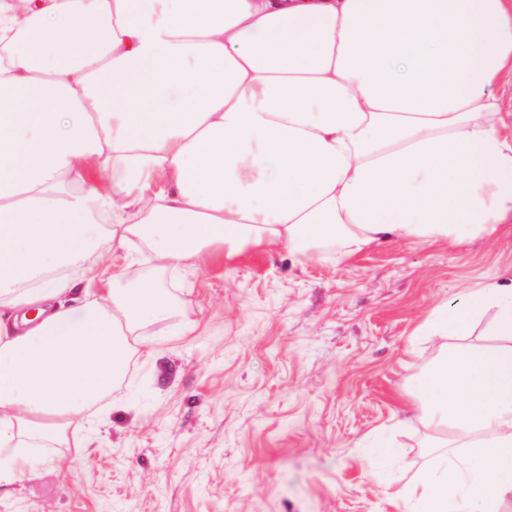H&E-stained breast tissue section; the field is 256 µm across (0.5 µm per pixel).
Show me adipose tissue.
<instances>
[{"label":"adipose tissue","mask_w":512,"mask_h":512,"mask_svg":"<svg viewBox=\"0 0 512 512\" xmlns=\"http://www.w3.org/2000/svg\"><path fill=\"white\" fill-rule=\"evenodd\" d=\"M512 0H0V482L111 393L165 289L86 288L96 245L356 252L512 232ZM159 170L172 192L134 212ZM512 338V283L471 289ZM82 166L88 186L94 187L101 193L108 194L116 205L124 208L127 207L128 209L142 206L146 199L155 194L169 192L173 188L175 178L171 172H160L153 177L144 196L135 197L128 193V189L124 184L101 174L94 160L89 159Z\"/></svg>","instance_id":"1"}]
</instances>
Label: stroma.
Listing matches in <instances>:
<instances>
[{"label": "stroma", "instance_id": "obj_1", "mask_svg": "<svg viewBox=\"0 0 512 512\" xmlns=\"http://www.w3.org/2000/svg\"><path fill=\"white\" fill-rule=\"evenodd\" d=\"M139 247L125 282L174 303L143 327L154 356L68 443L27 442L40 463L0 484V512H411L399 490L443 446L471 452L475 435L426 420L416 369L505 345L494 310L459 312L469 289L512 280V233L389 235L349 255L217 241L176 271ZM441 308L453 328H427Z\"/></svg>", "mask_w": 512, "mask_h": 512}]
</instances>
